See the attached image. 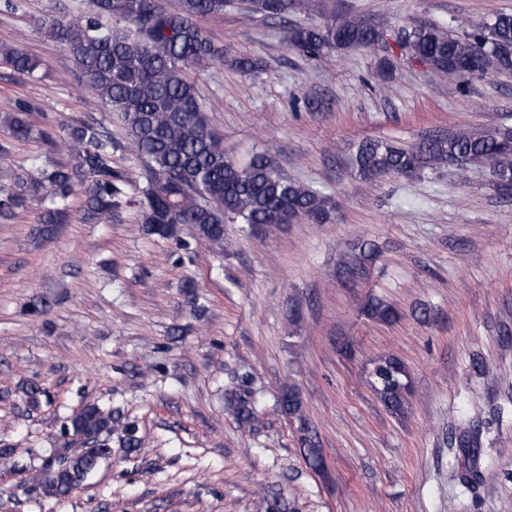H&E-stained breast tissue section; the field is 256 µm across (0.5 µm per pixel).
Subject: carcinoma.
<instances>
[{
	"mask_svg": "<svg viewBox=\"0 0 512 512\" xmlns=\"http://www.w3.org/2000/svg\"><path fill=\"white\" fill-rule=\"evenodd\" d=\"M86 11L63 12L41 20L47 36L65 48L79 77L98 101L118 114L126 130L127 148L143 159L147 174L139 202L143 230L167 239L178 224H192L198 237L216 250L224 249V224H289L301 219L312 224L333 221L332 198L296 182L266 153L255 152L243 163L224 150V138L210 126L201 109L200 93L189 72L224 63V47L216 44L201 21L224 14L227 0H179L169 10L163 0H88ZM251 10L265 19L284 20L308 8L307 0H251ZM383 23L370 17L331 12L311 26L288 29L289 45L315 58L328 50L370 49ZM441 78L467 86L484 76L487 63L512 72V13H499L470 34L456 35L435 26H420L398 42ZM0 64L18 73H32L40 62L20 48L0 50ZM244 74L261 69V59L232 60ZM36 106L20 101L8 121L15 140L32 137L28 115ZM38 136L69 154L70 160L51 168L37 167L17 178L0 195V218L9 219L40 202V223L61 224L66 202L83 178L86 210L99 221L112 220L123 199L128 179L112 159L116 145L101 125L79 123L55 140L46 131ZM466 173L488 166L500 186L512 187V127L482 131L461 128L446 137H430L404 147L367 139L358 144L355 165L359 176L372 181L388 175L409 176L436 163ZM367 314L388 322L395 312L380 301L366 306ZM371 385L393 413L404 410L410 395L404 366L394 358L373 370ZM281 407L296 423L306 422L302 401L292 387L281 392ZM224 405L243 424L258 422L259 399L246 384L224 390ZM129 453L141 448L137 429L121 423L112 411L88 404L63 426V435L82 441L70 450L68 442L54 450L50 462L35 477L43 495L61 498L87 480L102 461L112 457V433ZM305 459L317 472L324 459L309 433L300 436ZM448 446L464 465L461 484L484 483L489 474L475 463L481 434L463 428L451 434Z\"/></svg>",
	"mask_w": 512,
	"mask_h": 512,
	"instance_id": "1",
	"label": "carcinoma"
}]
</instances>
